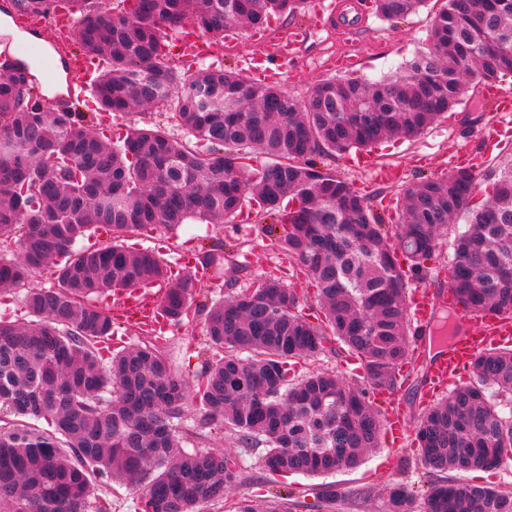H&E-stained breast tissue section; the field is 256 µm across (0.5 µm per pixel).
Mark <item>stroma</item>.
Returning a JSON list of instances; mask_svg holds the SVG:
<instances>
[{"instance_id":"stroma-1","label":"stroma","mask_w":512,"mask_h":512,"mask_svg":"<svg viewBox=\"0 0 512 512\" xmlns=\"http://www.w3.org/2000/svg\"><path fill=\"white\" fill-rule=\"evenodd\" d=\"M444 0H427L424 7L404 21L393 23L370 17L367 25H353L349 36L337 37L330 27L315 28L306 13L294 17H277L265 41L253 38L251 31L241 30L232 46L214 58V66H236L240 55L263 56L268 43L277 38L281 27L301 25L308 27L306 39L298 46L295 55L287 59L281 71L280 86L289 95L303 101L311 94L316 83L332 78V60L350 57L356 59L354 76L371 80L382 79L398 71L416 54L426 50L429 32L436 13ZM493 109L482 97L480 88L469 89L460 104L446 118L429 126L417 138L392 137L381 142L371 157L379 164L396 169L397 181L382 184L376 182L370 170L356 167L359 151H351L331 158V165L351 182L361 193L369 195L373 208L382 215L385 223L397 224L402 220V208L398 202L400 191L418 182L421 177L440 175L448 170L450 155L468 151L481 155L485 166L495 167L512 156V133H505L502 123L493 121ZM245 242L243 251L250 261L247 266L226 270L225 279L236 288L251 287L258 277L280 278L295 283L302 296V313L309 320L323 319V310L316 299V288L304 269L289 265L273 240L264 230L259 213H251L247 222L230 220L223 224H204L188 220L177 237H170L156 230H144L127 237L125 244L130 250L149 249L175 260L190 247L196 250L215 244L229 243L234 238ZM172 348L175 367L179 375L192 378L205 360L223 358L224 350L208 345L205 341L203 320L170 327L166 334ZM200 447L224 454L242 468L246 479L230 487L223 503H203L199 512H231L236 500L243 497L266 498L276 492L291 494L292 512H312L322 484H335L345 496L358 489L370 494L364 512H381L383 485L398 482L414 491H421L423 468L412 442L392 447L388 437H381L378 448L369 452L363 462L354 468H343L320 476L283 474L269 471L263 464L264 448H241L225 436L222 429L211 426L199 441Z\"/></svg>"}]
</instances>
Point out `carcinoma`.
Here are the masks:
<instances>
[{"instance_id": "1", "label": "carcinoma", "mask_w": 512, "mask_h": 512, "mask_svg": "<svg viewBox=\"0 0 512 512\" xmlns=\"http://www.w3.org/2000/svg\"><path fill=\"white\" fill-rule=\"evenodd\" d=\"M18 2L19 12L45 21L56 13V0ZM121 2L116 15L104 0H67L77 41L106 63L91 94L101 112L167 107L183 138L133 128L112 145L89 130L96 116L80 102L51 110L27 73L0 72V293L23 292L35 317L0 320V512H108L99 492L121 477L140 512H196L204 498L222 501L243 472L220 453L184 446L173 420L189 399L206 409L205 425L221 424L242 448H266L271 471L323 475L359 464L379 445L371 394L401 388L398 367L420 340L409 327V280L425 277L458 221L460 273L450 282L458 304L512 319L511 162L481 178L465 169L422 178L400 193L403 219L389 227L365 194L315 160L416 137L459 104L461 87L512 76V0H446L429 47L398 75L326 79L305 101L234 70L201 65L181 75L168 55L170 34L188 22L222 44L226 30L262 28L304 0ZM424 3L373 0L388 22ZM256 150L270 161L254 170ZM249 196L277 249L315 282L324 320L302 315L300 296L280 278L196 305L191 277L172 280L160 256L122 245L134 232L172 233L189 218L217 224ZM286 197L292 206H281ZM99 225L111 228L106 245L73 250ZM201 264L222 272L233 255L214 246ZM44 273L53 287L34 284ZM156 282L169 283L162 309L170 323L193 307L210 343L227 349L191 381L154 339L108 360L100 354L112 316L91 298ZM328 343L359 361L363 380L328 370L288 376V361L314 358ZM470 368L475 382L419 415L414 441L431 477L512 460V349L482 352ZM319 497L353 510L366 499L342 500L334 484ZM382 499L383 512H414L405 485H387ZM423 509L512 512V492L431 482ZM236 512H289L288 498L242 497Z\"/></svg>"}]
</instances>
